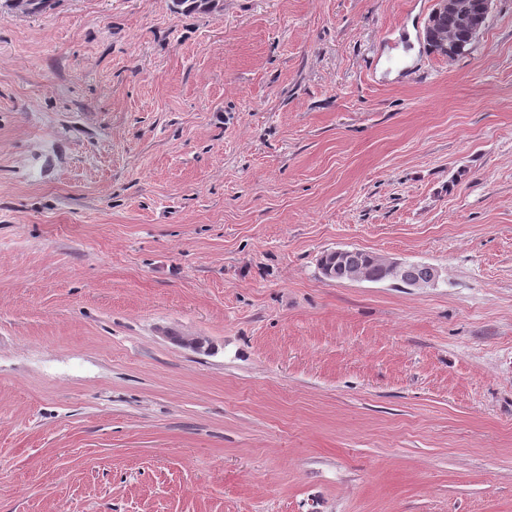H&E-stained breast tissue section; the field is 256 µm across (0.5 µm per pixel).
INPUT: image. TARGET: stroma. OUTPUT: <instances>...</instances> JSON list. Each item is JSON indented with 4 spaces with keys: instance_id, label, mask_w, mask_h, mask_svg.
<instances>
[{
    "instance_id": "1",
    "label": "stroma",
    "mask_w": 512,
    "mask_h": 512,
    "mask_svg": "<svg viewBox=\"0 0 512 512\" xmlns=\"http://www.w3.org/2000/svg\"><path fill=\"white\" fill-rule=\"evenodd\" d=\"M15 2L0 512H512V0ZM443 3L445 8L448 9L446 12H442L438 26L434 31L429 32L427 28V45L432 52L440 53L438 41L444 42H459L463 46V51L468 48L474 41L469 40V34L465 26L464 19L459 15L468 17L469 20V31L473 35L479 32L483 25L486 15L491 10L492 0H481L479 4L471 6L464 0H436L435 4ZM451 12V13H450ZM459 13V14H454ZM488 18V16H487ZM486 18V20H487ZM459 44H454L450 48L448 47V53H455L461 51L462 47ZM458 54V56H459ZM448 56V54H441ZM448 58H454L448 56ZM351 254H337L334 251L323 253L319 259L322 273L328 279L336 281H390L395 288H406L408 282L397 277H406L409 270L406 262L384 259L389 272L384 268L382 257L360 249H353Z\"/></svg>"
}]
</instances>
